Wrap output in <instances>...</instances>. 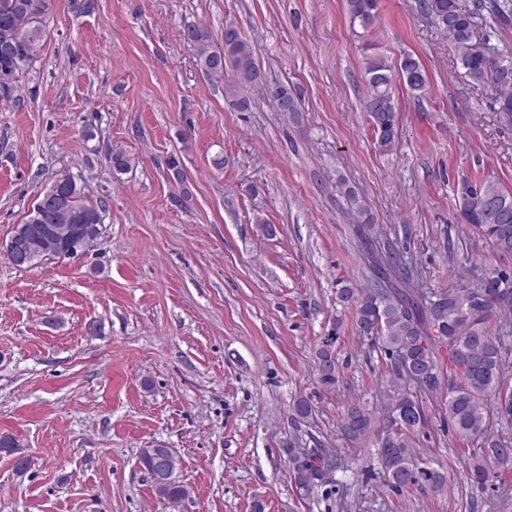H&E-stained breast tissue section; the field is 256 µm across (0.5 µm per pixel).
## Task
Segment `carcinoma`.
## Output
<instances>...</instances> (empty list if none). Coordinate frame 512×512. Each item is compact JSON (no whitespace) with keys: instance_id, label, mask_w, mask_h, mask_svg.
Instances as JSON below:
<instances>
[{"instance_id":"obj_1","label":"carcinoma","mask_w":512,"mask_h":512,"mask_svg":"<svg viewBox=\"0 0 512 512\" xmlns=\"http://www.w3.org/2000/svg\"><path fill=\"white\" fill-rule=\"evenodd\" d=\"M379 0H346L351 22L368 29L378 14ZM50 0H0V98L9 100L25 67L42 51L43 18ZM420 8L435 28L451 42L458 60L475 83L492 80L498 89L495 108L504 119L512 120V63L490 45L484 36L472 33L473 22L483 11L502 20L512 17V0H420ZM197 61L212 77L232 72L234 82L225 85L224 98L236 112H248L253 98L250 89L262 87L280 105V111H298L292 90L284 85H268L257 66L248 40L234 27L224 29V45L211 48V34L204 26L185 29ZM367 112L379 149L388 151L397 137L395 104L397 83L415 97L428 95V73L420 61L408 54L393 70L379 55L365 56ZM168 176L189 198L187 175L180 160L167 161ZM52 185L68 198L64 208H49L37 202L28 214V224L103 223V206L86 198L75 177L67 170L55 175ZM345 195L357 218L356 237L378 241L373 218L357 192L348 187ZM461 198L466 220L480 230L491 246L501 253H512V190L487 176L465 178ZM364 284L348 282L336 289V303L355 305L356 327L380 346L390 361L392 390L389 394V420L378 435L377 462L385 486L403 490L423 482L433 486L445 476L417 457L412 436L425 425L426 415L410 385L435 389L448 382V420L466 440L481 441L487 455L497 461L512 457V446L493 439L489 422L495 416L512 423V392H503L500 383L506 362L501 338L492 331L490 319L512 313V272L494 270L482 277L459 281L440 291L426 292L410 287L412 275L403 267L399 250L391 243L370 249ZM337 333L321 338L316 352L321 385H336L338 365L334 345ZM448 352L443 363L440 349ZM372 420L358 403L347 407L342 430L351 441L367 434ZM297 487L310 492L328 482L336 466L321 448H300L289 460ZM157 494L172 503L189 495L178 479L154 485Z\"/></svg>"}]
</instances>
